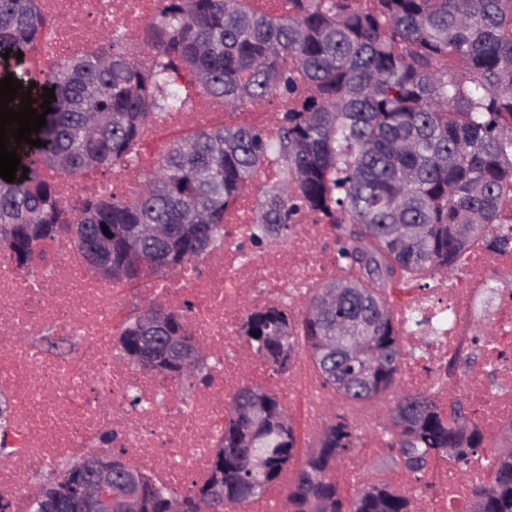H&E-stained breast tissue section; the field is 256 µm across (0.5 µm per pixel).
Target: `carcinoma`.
Listing matches in <instances>:
<instances>
[{
  "label": "carcinoma",
  "instance_id": "carcinoma-1",
  "mask_svg": "<svg viewBox=\"0 0 512 512\" xmlns=\"http://www.w3.org/2000/svg\"><path fill=\"white\" fill-rule=\"evenodd\" d=\"M289 0L269 16L248 0H162L146 30L154 53L140 62L111 32L96 55L31 72L28 55L50 19L33 0H0V55L5 73L31 91L42 113L43 88L54 89L46 125L21 144L28 169L0 178V262L30 268L41 241L70 239L88 263L95 241L112 242V281L129 287L206 256L224 240V211L244 193L268 154L282 176L264 191L251 238L280 239L307 210L329 220L343 275L312 288L305 311L270 301L247 319V342L276 371L299 351L343 400L366 404L393 389L406 353L389 291L456 272L475 244L506 249L496 233L512 196V0ZM22 53V59L15 54ZM239 110L294 95L277 118L275 138L243 125L190 131L161 150L137 190L91 196L67 209L51 169L77 176L114 169L141 147L153 119L184 106L178 80ZM35 86H30V83ZM154 300L125 316L117 347L132 366L154 357L140 326ZM186 309L166 308L167 331L196 342ZM342 328L365 335L370 357L338 361L323 337ZM266 417L250 423L239 407L254 396ZM464 396L439 409L427 394L403 390L390 410L392 460L405 458L414 479L436 457L462 471L488 449L489 480L476 487L477 512H512V453L492 448ZM16 433L0 414V463L11 460ZM356 428L332 410L317 448L299 456L298 438L277 397L245 384L233 394L224 431L202 486L170 489L144 476L139 512H226L261 496L281 472L294 471L288 512H413L412 495L387 483L343 496L337 461L358 447Z\"/></svg>",
  "mask_w": 512,
  "mask_h": 512
}]
</instances>
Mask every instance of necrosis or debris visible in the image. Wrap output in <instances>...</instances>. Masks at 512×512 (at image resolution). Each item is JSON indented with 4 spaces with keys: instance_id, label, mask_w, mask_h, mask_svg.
I'll use <instances>...</instances> for the list:
<instances>
[{
    "instance_id": "necrosis-or-debris-1",
    "label": "necrosis or debris",
    "mask_w": 512,
    "mask_h": 512,
    "mask_svg": "<svg viewBox=\"0 0 512 512\" xmlns=\"http://www.w3.org/2000/svg\"><path fill=\"white\" fill-rule=\"evenodd\" d=\"M34 3L53 20L31 57L36 69L98 53L108 31L128 34L130 54L148 55L142 34L160 7V0ZM228 123L253 125L268 135L275 129L269 112H232L203 97L187 109L167 112L131 165L103 177L92 173L75 180L53 170L44 176L68 206L91 194L109 196L154 168L165 135ZM254 222V200L242 195L224 214L219 251L151 279L140 290L143 298L159 297L172 307L193 305L189 327L208 346L212 362L206 384L190 395L180 381L132 367L119 355L113 338L127 297L96 274L70 240L40 243L41 258L31 268L0 263V391L13 397L15 427L24 444L20 454L0 465V512H29L37 493L35 471L52 468L69 454L94 452L107 436L157 483L177 490L203 484L228 399L245 378L273 390L303 436L323 430L336 397L309 360L297 356L287 373H276L246 351L242 336L252 311L273 299L297 306L316 281L335 275L336 247L325 220L302 211L286 243L255 255L246 249ZM484 293L483 283L440 278L429 293L400 304L399 312L417 311L428 322L423 354L406 371L410 389L429 394L443 408L449 398L465 394L478 408V423L494 437L512 428L511 288L493 291L490 319L497 335L483 350L486 372L470 375L461 387L438 381ZM47 327L89 342L88 351L75 360L45 356L28 339ZM487 473L488 458L478 455L462 472L444 463L411 483L399 474L389 481L411 487L414 512H472L473 491Z\"/></svg>"
}]
</instances>
